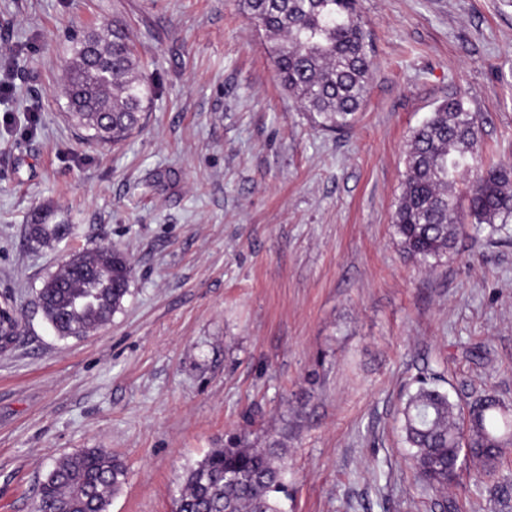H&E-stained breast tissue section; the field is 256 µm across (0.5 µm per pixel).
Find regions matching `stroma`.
<instances>
[{"mask_svg": "<svg viewBox=\"0 0 512 512\" xmlns=\"http://www.w3.org/2000/svg\"><path fill=\"white\" fill-rule=\"evenodd\" d=\"M370 86L346 134L315 130L278 86L238 0H0L14 53L0 98V512H34L54 463L109 448L110 512H172L227 435L284 436L285 512H442L415 484L405 394L512 404V241L460 236L433 270L391 226L411 131L451 95L512 164V0H361ZM120 21L154 95L116 147L65 117L71 38ZM72 224L29 243L40 208ZM133 265L109 325L62 339L37 293L75 252Z\"/></svg>", "mask_w": 512, "mask_h": 512, "instance_id": "1", "label": "stroma"}]
</instances>
